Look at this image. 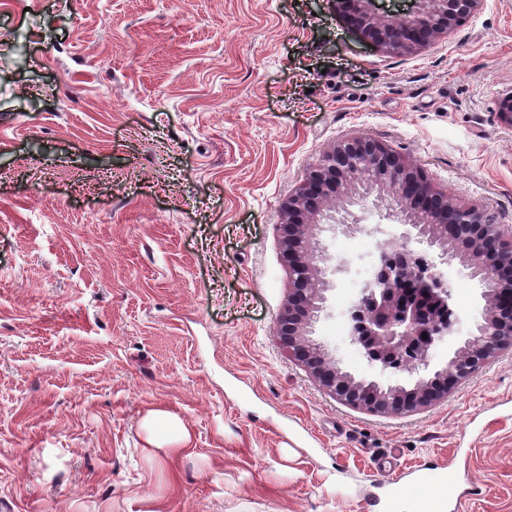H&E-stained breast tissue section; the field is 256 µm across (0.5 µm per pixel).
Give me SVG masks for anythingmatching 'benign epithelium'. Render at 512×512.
I'll use <instances>...</instances> for the list:
<instances>
[{"label":"benign epithelium","instance_id":"1","mask_svg":"<svg viewBox=\"0 0 512 512\" xmlns=\"http://www.w3.org/2000/svg\"><path fill=\"white\" fill-rule=\"evenodd\" d=\"M482 0H418L409 17L380 16L372 0H336V12L364 37L385 52L406 56L448 36L473 15ZM384 175L381 190L402 201L416 216H429L448 232L456 250L479 254L488 276L496 284L499 300L494 314L482 317L485 340L432 377L421 391L378 395L365 392L341 376L336 362L306 336L314 318L308 294L311 271L307 267L310 235L320 215L336 207L363 168ZM403 252H387L380 262L374 286L360 293L350 310L351 341L361 358L373 368L425 370L435 347L448 337L454 322L448 315H429L419 307L416 295L426 293L448 307L445 270L448 252L415 226L400 221ZM284 257L293 274L286 303L276 325V337L288 356L303 364L321 387L335 399L375 413H404L428 407L448 394L458 380L480 369L499 351L512 348V227L499 224L488 210L457 205L438 190L429 176L388 144L367 135L337 141L309 168L305 178L281 205L278 224ZM411 276L401 288L393 284L399 273Z\"/></svg>","mask_w":512,"mask_h":512}]
</instances>
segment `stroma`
I'll use <instances>...</instances> for the list:
<instances>
[{
  "label": "stroma",
  "mask_w": 512,
  "mask_h": 512,
  "mask_svg": "<svg viewBox=\"0 0 512 512\" xmlns=\"http://www.w3.org/2000/svg\"><path fill=\"white\" fill-rule=\"evenodd\" d=\"M512 0L384 53L333 0H0V512H378L374 462H447L512 512V349L418 412L325 393L276 334L282 201L368 135L512 226ZM387 197L356 208L397 234ZM324 268L327 342L339 285ZM433 355L441 369L484 305ZM191 437L143 454L142 424ZM157 417L158 416L153 415L147 421L150 433V438L147 442L152 448H144L146 455L149 457L155 456L157 454V450H164V452H168L170 454H180L187 451L189 449L188 444L190 442V436L189 432L182 427L178 430L177 437L170 441L162 442L155 437L153 433V425Z\"/></svg>",
  "instance_id": "obj_1"
}]
</instances>
